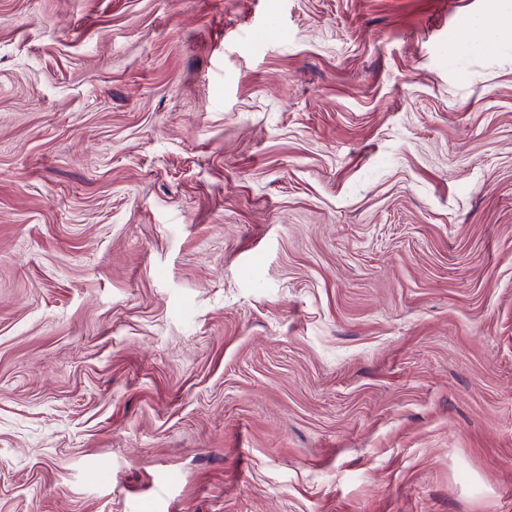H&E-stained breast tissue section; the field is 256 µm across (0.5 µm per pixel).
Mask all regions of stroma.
Here are the masks:
<instances>
[{"instance_id":"obj_1","label":"stroma","mask_w":512,"mask_h":512,"mask_svg":"<svg viewBox=\"0 0 512 512\" xmlns=\"http://www.w3.org/2000/svg\"><path fill=\"white\" fill-rule=\"evenodd\" d=\"M512 0H0V512H512Z\"/></svg>"}]
</instances>
